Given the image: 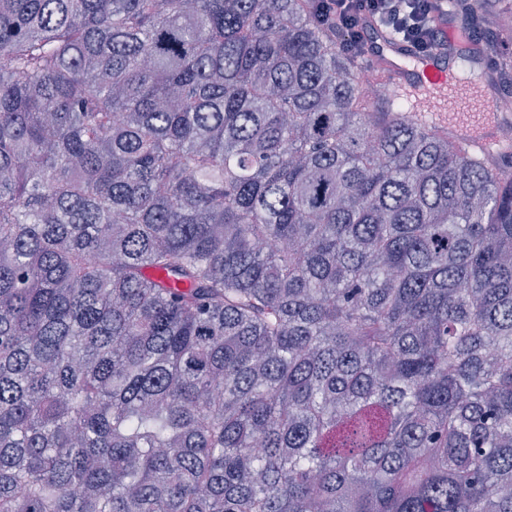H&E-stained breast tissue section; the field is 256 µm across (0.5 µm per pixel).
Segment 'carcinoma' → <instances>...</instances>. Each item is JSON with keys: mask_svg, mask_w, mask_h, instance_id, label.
Wrapping results in <instances>:
<instances>
[{"mask_svg": "<svg viewBox=\"0 0 512 512\" xmlns=\"http://www.w3.org/2000/svg\"><path fill=\"white\" fill-rule=\"evenodd\" d=\"M360 72L312 0H0V512H512V155Z\"/></svg>", "mask_w": 512, "mask_h": 512, "instance_id": "obj_1", "label": "carcinoma"}]
</instances>
